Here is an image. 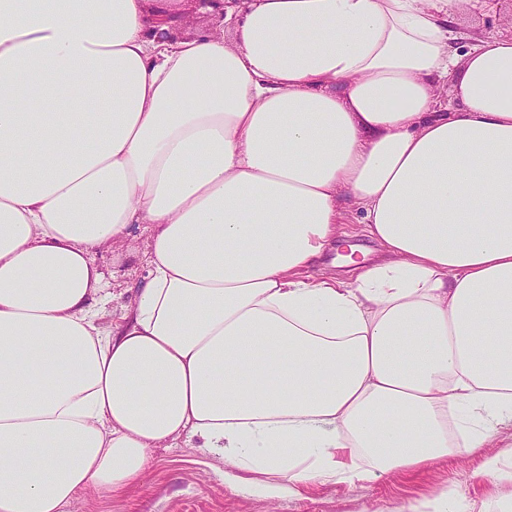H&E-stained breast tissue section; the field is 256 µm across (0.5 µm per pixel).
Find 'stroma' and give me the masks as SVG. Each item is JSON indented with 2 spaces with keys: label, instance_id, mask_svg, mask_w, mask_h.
<instances>
[{
  "label": "stroma",
  "instance_id": "1",
  "mask_svg": "<svg viewBox=\"0 0 512 512\" xmlns=\"http://www.w3.org/2000/svg\"><path fill=\"white\" fill-rule=\"evenodd\" d=\"M455 26L476 38H511L512 0H467ZM131 232L130 249L106 248L95 257L113 296L101 316L106 326L119 319L136 283L149 271L150 232L141 224ZM481 460V453H466L415 478L319 485L300 497L269 500L232 492L224 482L221 457L178 444L152 450L142 486L119 498L87 490L67 512H388L395 503L421 501L450 483L460 484L469 498H482L489 482L475 475Z\"/></svg>",
  "mask_w": 512,
  "mask_h": 512
}]
</instances>
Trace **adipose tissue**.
<instances>
[{"instance_id":"ef3b65f1","label":"adipose tissue","mask_w":512,"mask_h":512,"mask_svg":"<svg viewBox=\"0 0 512 512\" xmlns=\"http://www.w3.org/2000/svg\"><path fill=\"white\" fill-rule=\"evenodd\" d=\"M460 9L227 0L171 39L214 5L0 0V512L181 438L271 500L484 448L483 500L390 512H512V37L458 51ZM355 214L377 258L314 275ZM132 243L130 250L115 248L112 246L99 250L95 260L97 265L105 273L109 288L112 290L113 299L101 315L103 325L111 327L122 314L134 292V286L141 281L149 271L148 242L150 231L145 225L136 224L131 228Z\"/></svg>"}]
</instances>
